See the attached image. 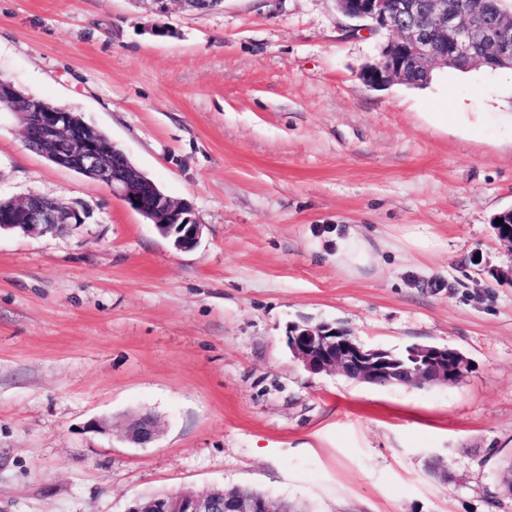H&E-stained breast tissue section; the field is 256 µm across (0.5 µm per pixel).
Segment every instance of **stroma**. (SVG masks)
I'll return each instance as SVG.
<instances>
[{
    "label": "stroma",
    "instance_id": "35a3bbf8",
    "mask_svg": "<svg viewBox=\"0 0 512 512\" xmlns=\"http://www.w3.org/2000/svg\"><path fill=\"white\" fill-rule=\"evenodd\" d=\"M336 0H0V79L104 132L202 226L181 252L102 183L25 144L0 106V199L77 207L69 233L0 232V512H127L241 487L308 512H512V71L433 66L367 87L384 35ZM357 224L379 266L332 259ZM438 244L408 245L415 225ZM329 323L371 349L448 346L451 386L315 375L285 336ZM151 409L162 432L118 429ZM111 418L112 431L92 429ZM148 4L149 9L155 13L164 14L169 9V3L177 2L182 9L196 11H211L216 9L223 0H141ZM160 433L155 415L149 410H142L129 417L123 428V438L136 446L144 447L153 443Z\"/></svg>",
    "mask_w": 512,
    "mask_h": 512
}]
</instances>
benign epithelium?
Masks as SVG:
<instances>
[{
    "label": "benign epithelium",
    "instance_id": "obj_1",
    "mask_svg": "<svg viewBox=\"0 0 512 512\" xmlns=\"http://www.w3.org/2000/svg\"><path fill=\"white\" fill-rule=\"evenodd\" d=\"M184 9L211 11L223 0H143L155 13L169 3ZM341 13L357 22L352 31H385L390 38L381 58L361 72V80L378 89L395 82L410 83L415 75L429 76L435 64L465 68L493 66L512 70V11L496 0H337ZM0 104L23 123L26 145L52 162L106 185L133 211L149 218L175 248L187 252L199 243L202 228L192 206L160 191L126 154L70 109L26 97L7 80L0 81ZM496 235L512 256V208L497 215ZM82 218L74 207L31 193L0 205V231L26 234L63 233ZM286 344L293 357L313 374H339L373 386L398 383L406 387L448 385L470 367L469 359L447 346L414 345L404 359L389 351L368 349L345 331L328 323H295ZM160 433L155 415L142 410L129 417L123 438L136 446L153 443ZM127 512H295L246 490L215 488L197 492L184 488L136 500Z\"/></svg>",
    "mask_w": 512,
    "mask_h": 512
}]
</instances>
